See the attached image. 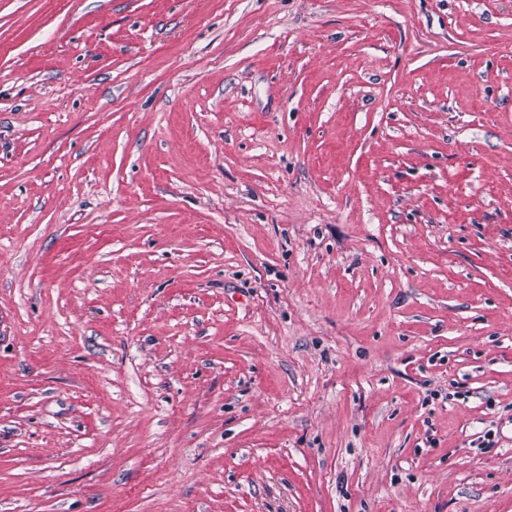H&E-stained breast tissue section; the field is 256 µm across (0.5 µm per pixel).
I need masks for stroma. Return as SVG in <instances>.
<instances>
[{
	"mask_svg": "<svg viewBox=\"0 0 512 512\" xmlns=\"http://www.w3.org/2000/svg\"><path fill=\"white\" fill-rule=\"evenodd\" d=\"M0 512H512V0H0Z\"/></svg>",
	"mask_w": 512,
	"mask_h": 512,
	"instance_id": "1",
	"label": "stroma"
}]
</instances>
